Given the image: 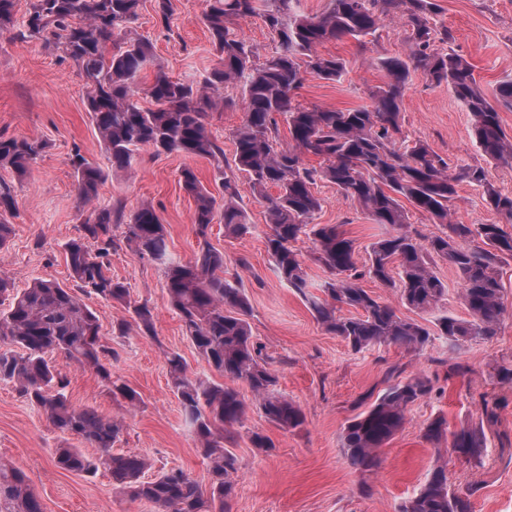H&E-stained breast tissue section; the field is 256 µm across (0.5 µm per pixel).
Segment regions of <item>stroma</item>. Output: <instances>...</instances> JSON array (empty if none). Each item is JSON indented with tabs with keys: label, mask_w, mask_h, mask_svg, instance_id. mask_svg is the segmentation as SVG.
<instances>
[{
	"label": "stroma",
	"mask_w": 512,
	"mask_h": 512,
	"mask_svg": "<svg viewBox=\"0 0 512 512\" xmlns=\"http://www.w3.org/2000/svg\"><path fill=\"white\" fill-rule=\"evenodd\" d=\"M437 2L435 20L452 32L451 49L472 63L480 88L493 95L501 81L512 79V0ZM204 8V0H179L174 23L167 29L151 0H146L134 27L153 42L160 67L144 71L141 85H150L159 71L195 81L216 64L218 57L202 21ZM410 48L409 32L397 20L384 22L363 52L350 39L326 42L321 53L342 58L345 73L337 83L307 78L298 100L306 106L339 109L371 105L372 90L385 80L373 59L403 57ZM224 94L235 105L213 111L209 129L224 148V174L237 186L250 229L241 237L228 238L223 225L217 223L211 242L224 253L225 278L238 279L246 292L252 334L272 360L280 392L300 406L305 416L301 429H280L266 420L250 388L239 384L247 410L242 423L233 428L230 445L240 462L231 512H397L436 462L433 446L423 439L422 430L438 416L447 419L452 431L484 424L487 450L482 460L468 463L449 458L448 474L455 483L476 486L473 512H512V381L498 375L501 364L512 363V259L501 266L507 312L491 340L454 346L436 335L416 352L393 344L352 351L317 323L305 299L275 272L265 245L267 204L252 193L245 174L233 162V133L244 117L245 102L239 86L225 87ZM401 117L404 136L427 142L451 162H483L472 138L470 114L447 85H435L422 74H413ZM0 134L47 143L22 179L0 169V178L16 186L13 234L7 249L0 251V272L19 289L37 279L68 283L64 245L77 236L83 210L70 159L78 152L92 162L106 161L74 62L43 41L19 42L0 36ZM187 166L214 196H221L222 188L208 160L156 157L146 151L139 153L131 170L112 174L99 190L100 203L120 202L129 214L143 201H151L167 227L169 250L181 261L192 258L197 248L194 202L179 184L180 172ZM314 191L321 200L316 223L339 225L355 239L359 250L390 233L389 225L374 223L356 203L337 193L334 185L321 181ZM452 212L454 220L463 224L502 221L483 206L478 190L466 183L458 188ZM242 258L247 261L243 267L238 264ZM110 268L113 277L129 288L132 299L149 301L155 313L156 338L134 333L121 336L116 328L128 320L126 308L95 298L89 301L102 336L120 354L112 365L114 376L139 393L141 404L134 409L124 407L112 399L93 372L74 364L66 369L69 400L74 407H93L123 419V437L116 451L147 457L157 470L182 468L201 488H208L207 462L183 420L165 355L180 353L196 375L213 380L217 374L197 355L171 310L157 263L121 250L112 254ZM434 270L447 285L448 295L438 311L418 314V321L430 327L440 314L467 317L455 269L439 261ZM451 361L467 365L468 373L449 374ZM394 366L408 376H430L436 390L410 408L404 428L380 449L376 471L364 479L344 459L341 433L347 421L385 387L387 372ZM486 399L500 404L492 423L483 414ZM255 432L273 441L271 451L253 448L250 436ZM66 444L76 448L80 442L55 431L13 384L0 382V457L25 472L45 512H153L149 504L130 500L115 489L107 472L87 476L57 468L56 450Z\"/></svg>",
	"instance_id": "obj_1"
}]
</instances>
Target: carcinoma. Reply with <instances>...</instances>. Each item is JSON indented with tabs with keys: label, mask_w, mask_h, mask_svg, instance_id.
<instances>
[{
	"label": "carcinoma",
	"mask_w": 512,
	"mask_h": 512,
	"mask_svg": "<svg viewBox=\"0 0 512 512\" xmlns=\"http://www.w3.org/2000/svg\"><path fill=\"white\" fill-rule=\"evenodd\" d=\"M178 0H154L155 13L166 29ZM203 23L218 54V62L202 81L172 79L157 72L146 88L139 75L158 67L153 42L135 31L142 0H33L22 24H16L15 0H0V34L25 41L44 38L79 68L86 89V107L111 169L127 171L136 155L149 150L155 156L183 154L204 158L224 174V148L207 127L209 112L228 108L224 87L239 84L246 100L242 124L234 135V162L248 178L254 194L267 202L270 232L266 247L279 277L306 298L313 316L329 333L341 337L353 350L394 344L423 349L431 332L421 322L402 318L395 308L372 296L361 281L368 277L398 288L401 302L414 312L434 310L448 292L432 268L437 257L456 269L461 296L471 319L441 316L435 326L452 344L488 341L497 334L505 313L500 261L512 259V234L499 224H460L450 203L460 183L482 191V199L497 214L512 221V197L500 193L482 165L456 167L423 140L399 139L401 105L411 74L448 85L470 113L477 148L488 163L512 166V138L500 124L498 107L512 108V79L498 84L495 102L481 91L474 66L462 55L441 48L453 40L448 28H437L436 0H328L319 14L297 10L298 0H205ZM261 19L277 39L269 59L256 64V53L234 25ZM400 20L410 30L411 50L404 57L373 60L386 81L371 92L373 105L356 109L304 106L296 100L305 74L338 82L345 73L342 58L325 55L318 47L331 40L351 38L359 50L365 38L387 20ZM153 106L139 104L140 95ZM288 126V144L280 142L278 118ZM47 142L0 134V168L22 177ZM315 157L319 166L305 160ZM79 198L87 206L81 234L65 245L71 284L37 279L18 290L0 274V381L9 382L40 408L55 430L73 436L90 448L56 449L58 467L94 475L105 470L116 489L132 500L149 503L156 512H230L237 456L226 444L234 440L231 428L246 413V403L234 387L243 382L258 399L259 409L278 428L304 425L301 408L277 390L278 378L254 341L248 322L250 305L238 283L224 279V252L210 242L213 224L224 225V236L248 232L247 217L238 202L234 182L224 178V203L198 179L195 171H181V187L194 201L193 226L197 250L181 262L168 251L167 229L150 203L130 216L119 204H97L105 170L80 153L71 158ZM322 180L336 186L377 224H389L394 233L371 244L364 265H357V245L336 224H315L321 202L314 185ZM274 196L268 195L271 188ZM432 224L445 227L426 236L409 229L404 203ZM16 210L14 184L0 180V251L13 234ZM125 225L121 237L112 226ZM313 240L310 259L328 274L325 298L306 292L305 260L294 243L301 235ZM126 249L139 258L160 264L168 304L198 356L227 382L192 375L177 352L165 354L172 388L189 427L208 463L209 494L181 468L147 476L152 464L145 457L115 453L124 425L92 407L75 408L68 399L70 380L64 367L74 363L94 372L114 399L139 402L137 393L112 376L119 353L100 335L95 312L85 299L95 297L124 305L130 320L118 325L119 335L136 328L139 335L156 338L154 309L149 302L130 299L129 288L112 277L109 257ZM355 314L347 317L343 309ZM393 367L392 383L366 410L344 428L341 443L347 463L361 473L379 465L378 451L403 429L407 413L435 390L424 374L402 376ZM423 438L441 452L440 444L462 449L461 459L482 458L487 444L483 427L471 425L448 432L438 417L423 428ZM471 485L454 487L448 480V462L438 461L425 482L399 507V512H471ZM0 512H44L40 497L25 472L0 462Z\"/></svg>",
	"instance_id": "carcinoma-1"
}]
</instances>
